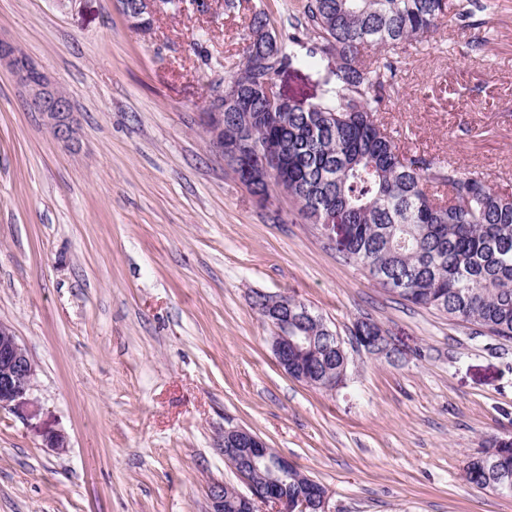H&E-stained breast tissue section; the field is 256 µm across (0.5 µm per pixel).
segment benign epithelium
Listing matches in <instances>:
<instances>
[{
  "label": "benign epithelium",
  "instance_id": "obj_1",
  "mask_svg": "<svg viewBox=\"0 0 512 512\" xmlns=\"http://www.w3.org/2000/svg\"><path fill=\"white\" fill-rule=\"evenodd\" d=\"M163 5L161 0H136L133 6L123 5L131 24L140 28L154 19L158 9ZM7 66L16 80L27 90L28 99L34 111L38 112L44 125L52 135L68 144L75 143L77 119L72 112L68 98L59 92L54 82L26 55L17 48L0 39V66ZM224 92H213L209 106L208 123L212 131L211 144L219 153H224V108L220 98ZM247 134H241L234 156L238 167L244 174L258 177L273 170L279 162L280 154L274 147L258 154L257 161H252L249 154ZM267 305V321L272 333L268 337L270 349L278 366L288 370V349L301 351L297 337L288 335V314L282 306L286 304L282 295L265 296ZM37 375V365L30 357L26 348L20 343L13 329L0 323V411L8 410L20 415L35 407L32 398ZM224 455L240 457L253 467L263 464L271 470L281 473L288 472L294 464L288 458L269 448L266 442L255 433L244 428L224 430ZM251 494L236 493L224 496V484L216 482L211 485L209 499L210 512H224V502L231 503L234 512H261V506L271 505L273 512H326L327 496L315 495L305 498L290 499L279 496L262 484H250Z\"/></svg>",
  "mask_w": 512,
  "mask_h": 512
}]
</instances>
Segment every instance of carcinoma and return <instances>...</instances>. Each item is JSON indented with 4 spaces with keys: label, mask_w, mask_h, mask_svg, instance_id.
<instances>
[{
    "label": "carcinoma",
    "mask_w": 512,
    "mask_h": 512,
    "mask_svg": "<svg viewBox=\"0 0 512 512\" xmlns=\"http://www.w3.org/2000/svg\"><path fill=\"white\" fill-rule=\"evenodd\" d=\"M478 0H306L283 41L265 10L252 12L250 31L267 32L244 48L242 69L224 78L238 92L224 104V158L231 160L236 129L250 128L263 151L280 149L284 166L249 185L266 196L277 187L314 224L343 229L336 252L360 264L385 290L459 320L478 333L512 339V196L496 191L482 173L408 157L378 119L383 92L396 81L400 45L436 31L452 15L464 19ZM317 41L304 56L292 53L302 36ZM379 55L362 60L366 49ZM336 57L334 82L320 99L297 103L270 118L267 91L293 65L311 67ZM289 324L315 338L301 370L319 381L341 367L325 344L323 319L288 297ZM465 480L512 498V439L494 438L463 468Z\"/></svg>",
    "instance_id": "1"
}]
</instances>
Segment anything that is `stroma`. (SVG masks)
<instances>
[{
    "label": "stroma",
    "instance_id": "obj_1",
    "mask_svg": "<svg viewBox=\"0 0 512 512\" xmlns=\"http://www.w3.org/2000/svg\"><path fill=\"white\" fill-rule=\"evenodd\" d=\"M304 3L211 0L136 29L119 0H0V38L78 120L76 145L56 140L0 70V321L38 365L36 412L0 411V512H208L213 483L249 491L224 459L237 427L323 484L327 512H512L463 472L512 436V341L390 295L209 146L211 86L241 69L252 12L284 34ZM397 58L381 111L403 152L512 195V0ZM335 69L290 67L276 89L315 102ZM258 293L294 296L345 341L371 319L400 356L350 352L335 391L299 382L269 349Z\"/></svg>",
    "mask_w": 512,
    "mask_h": 512
}]
</instances>
